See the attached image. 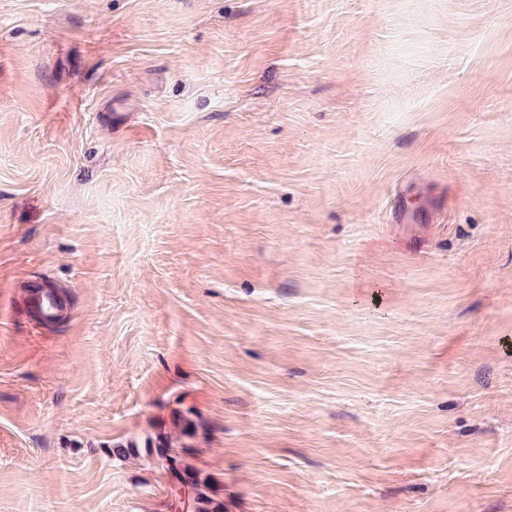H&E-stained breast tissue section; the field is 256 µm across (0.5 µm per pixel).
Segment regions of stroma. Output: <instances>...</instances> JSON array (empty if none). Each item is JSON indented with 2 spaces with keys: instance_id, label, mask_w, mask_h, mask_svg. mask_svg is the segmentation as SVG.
<instances>
[{
  "instance_id": "1",
  "label": "stroma",
  "mask_w": 512,
  "mask_h": 512,
  "mask_svg": "<svg viewBox=\"0 0 512 512\" xmlns=\"http://www.w3.org/2000/svg\"><path fill=\"white\" fill-rule=\"evenodd\" d=\"M190 409L224 512H512V0H0V512Z\"/></svg>"
}]
</instances>
